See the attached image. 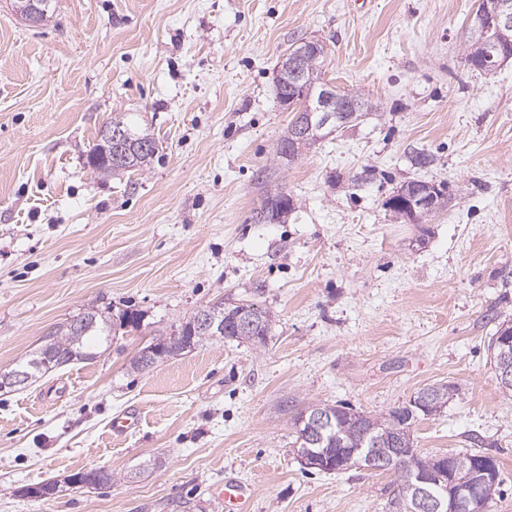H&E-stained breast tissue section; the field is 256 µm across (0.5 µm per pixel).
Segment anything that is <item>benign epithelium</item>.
<instances>
[{
	"label": "benign epithelium",
	"mask_w": 512,
	"mask_h": 512,
	"mask_svg": "<svg viewBox=\"0 0 512 512\" xmlns=\"http://www.w3.org/2000/svg\"><path fill=\"white\" fill-rule=\"evenodd\" d=\"M51 0H16V15L31 26H39L46 21ZM494 30L498 33L512 31V3L508 0H482L480 11L470 21L468 34L475 39ZM326 44L320 40L307 41L297 50L285 52L280 59L277 75L288 78V83L296 94L305 100L316 98V106L308 108L306 118L290 134L293 143L314 141L313 131L331 128L338 112H357L360 98L336 97V86L308 73L306 53H325ZM102 149L107 158L120 161L126 158L130 146L137 145L129 131L114 129L106 124L100 131ZM445 197L442 186L436 182L415 181L401 185L388 199V208L398 217L416 224L420 217L442 207ZM218 307L198 310L192 318L194 333L215 338L224 333V325H216L215 312ZM496 378L505 392L512 390V348L502 349L498 355ZM30 381L25 371L11 370L0 372V388L13 389ZM300 419L306 423L309 439L322 443L332 428L330 410L309 408L302 412ZM416 456L412 448H388L380 457L368 455L356 466L375 470L381 463L390 466L408 464ZM497 468L493 456L448 454L437 458L429 469L412 468L409 481L414 488L413 497L402 505L403 512H470V509L484 502L485 486L497 480Z\"/></svg>",
	"instance_id": "1"
}]
</instances>
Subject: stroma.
Here are the masks:
<instances>
[{
  "label": "stroma",
  "instance_id": "1",
  "mask_svg": "<svg viewBox=\"0 0 512 512\" xmlns=\"http://www.w3.org/2000/svg\"><path fill=\"white\" fill-rule=\"evenodd\" d=\"M475 4L52 0L32 27L0 0V370L90 306L142 316L94 360L0 392V512H225L228 476L253 487L251 512H388L392 476L304 468L292 418L385 413L434 383L459 392L414 424L420 455L480 435L500 465L491 512H512V395L487 347L512 318V63H465ZM299 37L325 41L327 78L377 109L287 162L275 76ZM118 113L158 140L144 172L88 163ZM413 180L450 192L417 224L386 207ZM281 191L294 210L254 223ZM219 301L268 310L265 344L131 369ZM131 409L136 427L111 433ZM98 468L111 483L27 493Z\"/></svg>",
  "mask_w": 512,
  "mask_h": 512
}]
</instances>
